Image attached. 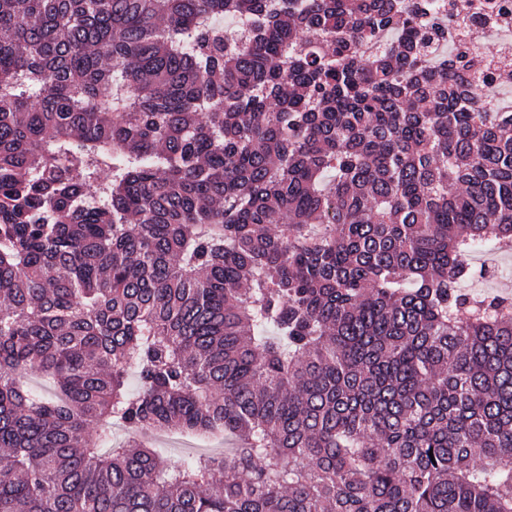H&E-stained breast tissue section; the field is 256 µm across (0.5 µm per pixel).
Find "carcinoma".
Returning <instances> with one entry per match:
<instances>
[{
	"label": "carcinoma",
	"mask_w": 512,
	"mask_h": 512,
	"mask_svg": "<svg viewBox=\"0 0 512 512\" xmlns=\"http://www.w3.org/2000/svg\"><path fill=\"white\" fill-rule=\"evenodd\" d=\"M468 43L442 0H0V512H512V299L465 288L512 112L463 104L512 65ZM170 439L154 441V445L160 448L166 455L168 462L175 466L178 465L183 457L189 452L200 448H229V441L223 438L194 439L182 435H169ZM224 443L226 444L224 447Z\"/></svg>",
	"instance_id": "1"
}]
</instances>
